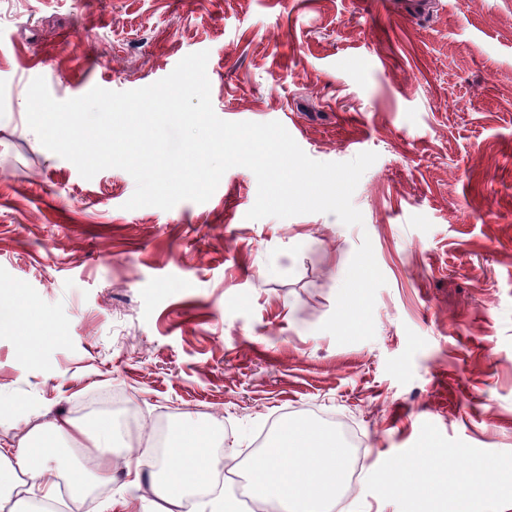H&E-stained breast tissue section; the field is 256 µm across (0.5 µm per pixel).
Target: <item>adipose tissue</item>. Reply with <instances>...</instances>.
I'll list each match as a JSON object with an SVG mask.
<instances>
[{"label": "adipose tissue", "instance_id": "adipose-tissue-1", "mask_svg": "<svg viewBox=\"0 0 512 512\" xmlns=\"http://www.w3.org/2000/svg\"><path fill=\"white\" fill-rule=\"evenodd\" d=\"M119 429L108 419L86 424L66 415L32 425L17 443L0 445V489L12 488L20 477H28L29 488L43 498H52L60 481H67L73 498H83L89 480L111 484L114 462L112 445ZM70 443L84 449L94 466L93 474L66 470L54 461L55 448ZM210 431L203 422L185 416L179 422L174 446L165 457L178 458L177 467H164L161 478L143 481L141 469L129 474L127 486L148 489L154 512H183L186 491L209 482L217 466L211 456ZM439 461L428 450L417 449L397 473L399 492L407 497H434L439 484L431 474ZM251 491L271 503L275 512H331V505L346 488L345 451L335 435L306 422L283 421L267 449L249 464Z\"/></svg>", "mask_w": 512, "mask_h": 512}]
</instances>
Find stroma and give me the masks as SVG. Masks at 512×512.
<instances>
[{"instance_id": "stroma-1", "label": "stroma", "mask_w": 512, "mask_h": 512, "mask_svg": "<svg viewBox=\"0 0 512 512\" xmlns=\"http://www.w3.org/2000/svg\"><path fill=\"white\" fill-rule=\"evenodd\" d=\"M208 51L226 121L280 122L313 160L377 153L336 215L247 219L257 180L227 170L203 203L125 209L124 170L84 179L26 120L53 98L138 89ZM276 275H267L270 266ZM354 274L351 298L339 271ZM20 289L42 336L0 333V442L42 413L112 419V485L66 512H150L128 454L192 413L219 461L184 512L241 489L260 438L305 420L361 452L334 512H399L413 449L444 466L413 512H512V0H0V291Z\"/></svg>"}]
</instances>
